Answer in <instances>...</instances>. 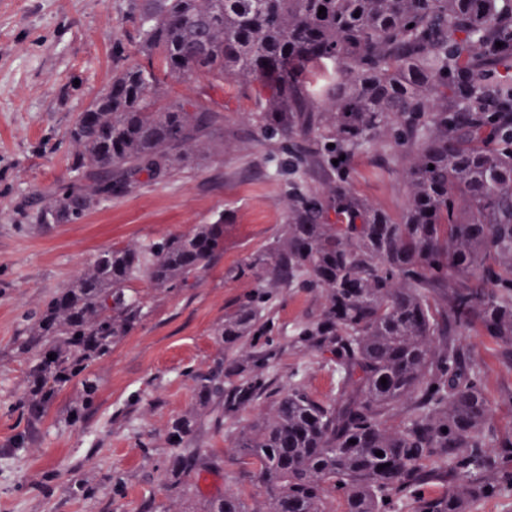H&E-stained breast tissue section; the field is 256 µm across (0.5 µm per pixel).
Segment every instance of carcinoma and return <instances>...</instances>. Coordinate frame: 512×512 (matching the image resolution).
Instances as JSON below:
<instances>
[{"instance_id": "cac0c4a2", "label": "carcinoma", "mask_w": 512, "mask_h": 512, "mask_svg": "<svg viewBox=\"0 0 512 512\" xmlns=\"http://www.w3.org/2000/svg\"><path fill=\"white\" fill-rule=\"evenodd\" d=\"M130 3L148 66L116 69L79 116L75 180L50 191L35 222H77L141 174L161 179L223 149L212 139L218 111L165 96L167 80L195 72L257 86L254 121L279 144L270 161L288 166L284 231L233 270L257 291L215 329L224 352L213 366L191 374L198 410L168 426L174 512H334L338 497L343 512H400L432 464L454 483L417 512H470L511 495L512 441L507 462L488 450L482 375L449 337L477 326L512 347V0ZM367 150L383 168L402 160L396 217L354 191L352 163ZM223 249L222 218L112 247L44 302L15 341L28 388L14 409L27 426L72 385L75 418L95 407L93 365L144 316L133 282L186 288ZM290 288L323 302L285 332L273 312ZM284 346L317 354L338 376L336 397L313 399L297 372L271 390ZM263 396L268 412L233 440L262 506L232 490L195 501L188 479L218 466L195 446L198 431L224 430ZM405 403L407 421L388 427Z\"/></svg>"}]
</instances>
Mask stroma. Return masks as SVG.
Segmentation results:
<instances>
[{
	"instance_id": "stroma-1",
	"label": "stroma",
	"mask_w": 512,
	"mask_h": 512,
	"mask_svg": "<svg viewBox=\"0 0 512 512\" xmlns=\"http://www.w3.org/2000/svg\"><path fill=\"white\" fill-rule=\"evenodd\" d=\"M145 62L129 0H0V512H166L168 424L193 408L191 373L209 368L220 351L215 328L255 287L252 278L231 272L287 221L288 174L268 161L278 145L257 131L254 93L229 79L211 86L197 73L169 80L167 94L218 110L215 137L227 152L141 181L131 193L101 201L79 223H30L29 212L72 175L69 132L79 115L110 83L113 69ZM354 189L395 216L406 203L399 166L378 167L370 151L354 161ZM219 218L224 250L194 286L169 293L145 279L134 283L146 315L95 364V408L70 422L80 401L72 386L27 429L10 410L28 386L14 346L26 313L71 284L103 250ZM454 343L482 373L493 409L489 443L499 446L512 439V348L476 327ZM298 368L316 399L335 397V377L310 352H282L279 384L287 385ZM263 410L246 408L223 431L199 434L198 445L221 459L219 469L196 479L199 496L233 490L250 506L262 501L263 489L231 438ZM113 475L123 479L124 496L111 497Z\"/></svg>"
}]
</instances>
